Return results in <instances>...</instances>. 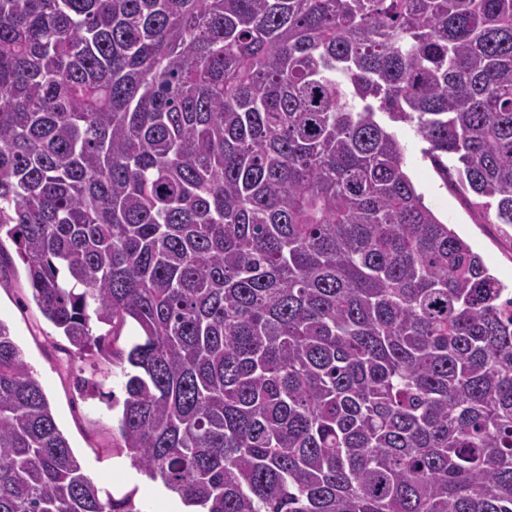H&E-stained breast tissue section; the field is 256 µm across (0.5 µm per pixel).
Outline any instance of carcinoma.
<instances>
[{"label": "carcinoma", "instance_id": "1", "mask_svg": "<svg viewBox=\"0 0 512 512\" xmlns=\"http://www.w3.org/2000/svg\"><path fill=\"white\" fill-rule=\"evenodd\" d=\"M397 123L512 225V0H0V259L75 356L138 328L118 447L190 512H512V295ZM0 512H144L2 321Z\"/></svg>", "mask_w": 512, "mask_h": 512}]
</instances>
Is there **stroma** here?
<instances>
[{"instance_id":"stroma-1","label":"stroma","mask_w":512,"mask_h":512,"mask_svg":"<svg viewBox=\"0 0 512 512\" xmlns=\"http://www.w3.org/2000/svg\"><path fill=\"white\" fill-rule=\"evenodd\" d=\"M394 131L405 148L406 172L425 204L483 256L491 274L512 288V226L483 221L425 157L427 144L412 126L398 124ZM0 321L9 326L42 384L85 472L114 496L132 491L146 512H162L173 493L135 469L118 446L119 412L109 402L125 397L119 367L105 359L73 356L65 336L37 308L17 260L0 267Z\"/></svg>"}]
</instances>
